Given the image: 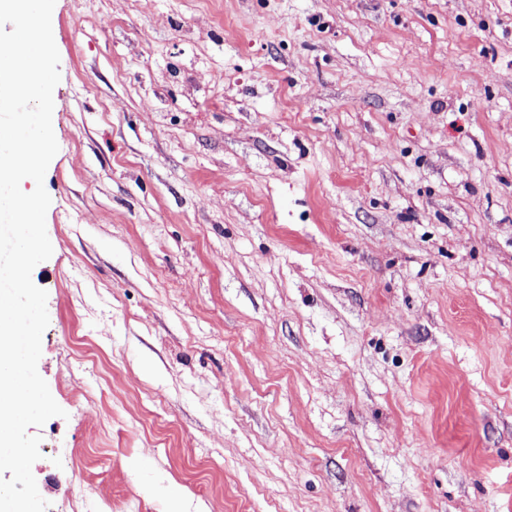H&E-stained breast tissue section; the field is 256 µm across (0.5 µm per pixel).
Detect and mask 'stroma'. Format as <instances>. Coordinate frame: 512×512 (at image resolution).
I'll use <instances>...</instances> for the list:
<instances>
[{
    "instance_id": "35a3bbf8",
    "label": "stroma",
    "mask_w": 512,
    "mask_h": 512,
    "mask_svg": "<svg viewBox=\"0 0 512 512\" xmlns=\"http://www.w3.org/2000/svg\"><path fill=\"white\" fill-rule=\"evenodd\" d=\"M47 512H512V0H56Z\"/></svg>"
}]
</instances>
